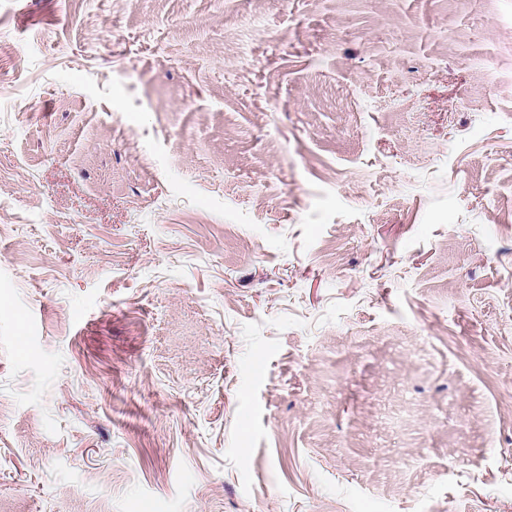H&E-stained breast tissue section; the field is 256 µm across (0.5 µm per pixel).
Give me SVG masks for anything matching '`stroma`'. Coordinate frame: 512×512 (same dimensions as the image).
Segmentation results:
<instances>
[{
	"instance_id": "stroma-1",
	"label": "stroma",
	"mask_w": 512,
	"mask_h": 512,
	"mask_svg": "<svg viewBox=\"0 0 512 512\" xmlns=\"http://www.w3.org/2000/svg\"><path fill=\"white\" fill-rule=\"evenodd\" d=\"M512 0H0V512H512Z\"/></svg>"
}]
</instances>
